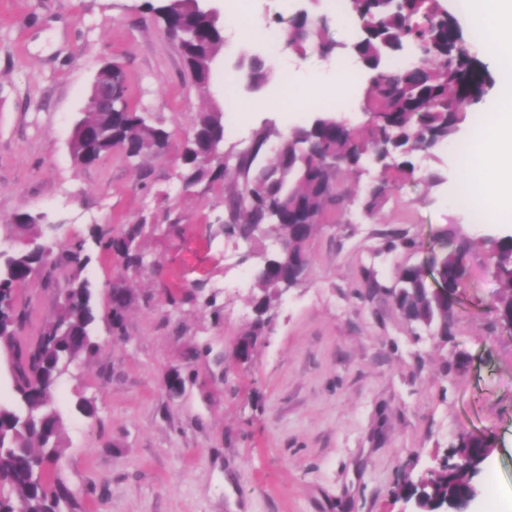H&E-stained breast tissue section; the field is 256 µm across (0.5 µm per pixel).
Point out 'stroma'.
<instances>
[{
    "label": "stroma",
    "mask_w": 512,
    "mask_h": 512,
    "mask_svg": "<svg viewBox=\"0 0 512 512\" xmlns=\"http://www.w3.org/2000/svg\"><path fill=\"white\" fill-rule=\"evenodd\" d=\"M139 0H0V251L19 244L11 218L25 211L83 239L99 345L58 383L64 423L56 472L73 512H403L404 478L447 458L471 431L494 446L474 482V512H501L512 489V333L493 306L500 290L481 247L448 341L411 327L390 295L398 271L421 262L436 234L456 224L474 239L512 234V216L478 224L452 204V150L417 154L419 179L394 190L371 219L328 213L310 244L306 279L286 293L248 361L233 349L254 312L250 262L268 238L246 245L223 230L224 184L182 190L171 157L136 170L120 152L75 166L69 143L102 61L122 64L128 96L175 131L232 98L225 150L266 130L278 141L309 113L264 107L234 67L254 53L226 35L208 92L180 47L137 8ZM326 59L311 52L289 71L290 89L315 95ZM441 173L431 185L426 174ZM144 222L143 271L125 270L96 243L99 231ZM52 278L16 291L28 314L22 341L40 335L71 285L55 249ZM131 292L125 332L105 314L114 281ZM191 364L183 392L166 389ZM93 399L97 414L76 408Z\"/></svg>",
    "instance_id": "1"
}]
</instances>
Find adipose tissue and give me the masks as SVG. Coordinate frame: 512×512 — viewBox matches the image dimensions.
Returning a JSON list of instances; mask_svg holds the SVG:
<instances>
[{
    "label": "adipose tissue",
    "mask_w": 512,
    "mask_h": 512,
    "mask_svg": "<svg viewBox=\"0 0 512 512\" xmlns=\"http://www.w3.org/2000/svg\"><path fill=\"white\" fill-rule=\"evenodd\" d=\"M465 18L470 32L512 43V0H468ZM456 169L473 208L512 213V98L481 119Z\"/></svg>",
    "instance_id": "1"
}]
</instances>
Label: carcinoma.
<instances>
[{
	"label": "carcinoma",
	"mask_w": 512,
	"mask_h": 512,
	"mask_svg": "<svg viewBox=\"0 0 512 512\" xmlns=\"http://www.w3.org/2000/svg\"><path fill=\"white\" fill-rule=\"evenodd\" d=\"M137 8L154 16L162 25L179 24L182 56L194 84L208 91L213 63L224 47L220 20L197 0H140ZM356 29L349 40L327 38V18L306 8L293 16L288 32L290 52L303 56L310 49L321 54L347 52L356 57L367 83L360 111L368 115L362 125L330 111L311 123L297 126L279 136L270 162L256 163L269 139L258 132L251 145L236 155L209 164L202 158L214 148L212 138H224V110L216 105L198 114L192 135L184 137L177 151L182 156L181 179L188 184H214L232 175L224 194V233L246 243L257 236H270L287 250L266 253L268 263L253 273L252 302L257 310L241 342L255 348L266 334L269 311L279 301L282 269L288 257L311 266L307 241L317 225L307 223L312 215L336 206V192L344 190L350 202L363 195V208L372 217L391 192L416 177V153L451 141L467 123L474 107L495 86L488 66L471 54L457 17L442 0H349ZM405 58L396 65L392 60ZM247 83L264 88L272 72L261 60L244 69ZM77 126L93 137L70 142L73 160L91 165L108 155L118 142L128 147L126 156L133 167L148 157L164 154L173 146L165 124L130 102L121 112H100L87 100ZM380 169L366 185L341 188L340 171L356 176ZM12 223L32 239L42 235L37 218L16 213ZM141 225L124 224L99 233L102 249L123 263L143 262L138 238ZM476 242L451 225L436 236L425 260L403 267L398 273L397 311L405 319L433 336L448 341L453 328L449 315L468 277L466 255ZM72 264L71 288L59 303L56 314L46 322L38 340L26 347L18 333L27 322L25 309L13 305L15 288L33 277L49 275L55 260L44 261L32 247L22 249L0 262V349L13 382L15 401L0 403V512H62L71 504V493L61 482L51 483L50 466L58 463L64 435L62 418L55 407V369L60 360L91 356L98 351L90 318L91 290L82 277L85 260L83 242L64 240ZM481 247L493 260L492 274L500 283L495 311L497 323L512 329V235L489 236ZM131 303L124 283L112 287V307L106 319L112 335L124 333L126 311ZM491 444L481 435L466 432L453 446L449 459L418 486H402L420 496L428 506L448 512H463L472 491V480L482 469ZM466 455L468 468L450 459Z\"/></svg>",
	"instance_id": "obj_1"
}]
</instances>
